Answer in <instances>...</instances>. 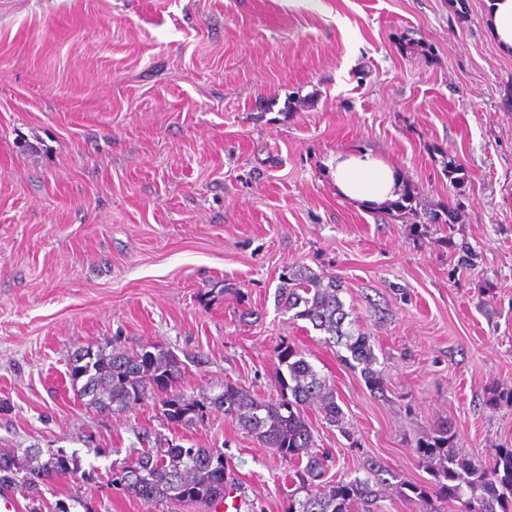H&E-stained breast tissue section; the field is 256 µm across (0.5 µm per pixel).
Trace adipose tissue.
I'll use <instances>...</instances> for the list:
<instances>
[{"mask_svg":"<svg viewBox=\"0 0 512 512\" xmlns=\"http://www.w3.org/2000/svg\"><path fill=\"white\" fill-rule=\"evenodd\" d=\"M337 194L366 209L398 201L404 192L400 172L366 149L330 154L323 162Z\"/></svg>","mask_w":512,"mask_h":512,"instance_id":"adipose-tissue-1","label":"adipose tissue"}]
</instances>
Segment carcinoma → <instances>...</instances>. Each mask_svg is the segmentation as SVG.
Segmentation results:
<instances>
[{
    "instance_id": "1",
    "label": "carcinoma",
    "mask_w": 512,
    "mask_h": 512,
    "mask_svg": "<svg viewBox=\"0 0 512 512\" xmlns=\"http://www.w3.org/2000/svg\"><path fill=\"white\" fill-rule=\"evenodd\" d=\"M342 284L302 268L286 270L276 290L277 304L292 319L305 320L326 334L325 342L343 348L341 360L360 370L368 387L384 386L371 337L347 322L350 313L340 298ZM276 398L264 399L231 383L213 397L196 399L175 393L185 371L184 362L158 346L135 352L100 348L72 359L70 377L81 384L79 395L100 411L124 412L149 399L159 400L171 424L191 423L195 414L213 410L242 427L259 444L295 468L296 487L288 512H371L379 499L377 487L387 482L379 462L364 467V476L349 481H326L329 455L316 450L305 410L317 406L324 420L344 428L345 414L336 400L334 382L314 368L301 351L284 346L278 351ZM454 433L439 428L415 452L432 469L434 483H408L409 501L430 504L432 499L460 504L458 512H512V448L497 450L492 463L476 464L454 450ZM86 476L79 460L50 454L41 460L30 448L23 455L0 453V489L13 488L36 512L41 485L58 477ZM112 482L131 490L152 506L164 502L212 503L224 498V455L211 448H136L131 460L112 470Z\"/></svg>"
}]
</instances>
